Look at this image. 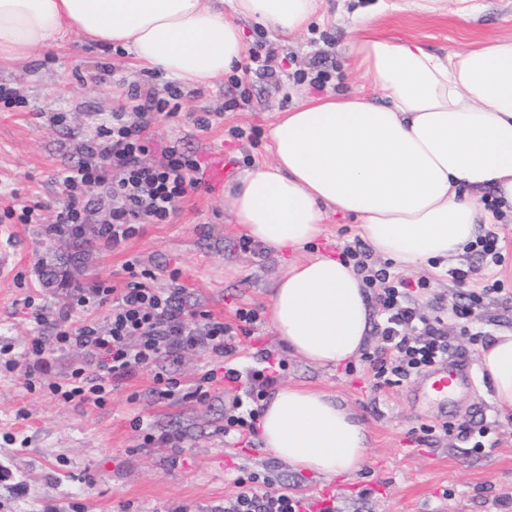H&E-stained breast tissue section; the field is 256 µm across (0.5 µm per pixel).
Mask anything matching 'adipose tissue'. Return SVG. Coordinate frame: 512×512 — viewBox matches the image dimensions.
<instances>
[{"label":"adipose tissue","instance_id":"ef3b65f1","mask_svg":"<svg viewBox=\"0 0 512 512\" xmlns=\"http://www.w3.org/2000/svg\"><path fill=\"white\" fill-rule=\"evenodd\" d=\"M318 0H0V60H23L75 35L128 48L144 66L185 85H210L245 51L240 18L302 30ZM373 95H305L276 120L273 160L244 172L223 202L251 239L270 250L316 240L329 213L359 220L373 253L417 268L452 260L480 225L512 214V39L438 54L362 34L346 46ZM491 189L494 208L477 194ZM270 320L304 360L337 365L358 356L370 330L362 279L314 256L274 284ZM491 399L512 412V331L478 354ZM262 440L295 470L328 477L364 462V423L327 393L278 388L264 402Z\"/></svg>","mask_w":512,"mask_h":512}]
</instances>
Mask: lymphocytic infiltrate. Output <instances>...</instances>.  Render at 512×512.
I'll list each match as a JSON object with an SVG mask.
<instances>
[{
    "label": "lymphocytic infiltrate",
    "instance_id": "f902f5d3",
    "mask_svg": "<svg viewBox=\"0 0 512 512\" xmlns=\"http://www.w3.org/2000/svg\"><path fill=\"white\" fill-rule=\"evenodd\" d=\"M178 86H170L167 97H159L134 86L126 97L130 111L117 110L101 118L82 146L84 161L66 169L62 182L69 200L56 216L55 229L80 234L91 210L85 199L90 186H103L112 203L100 226V236L112 249H120L138 235L141 225L168 223L176 201L195 194L202 186L199 160L168 147L161 163L151 159L152 142L147 129L172 100L180 98ZM372 251L362 241L345 245L339 257L361 275L382 317L379 344L364 353V378L372 389L400 385L450 356L447 320L467 321L475 305L490 294L500 293L504 284L490 280L454 303L448 317L427 318L420 314L417 300L427 294L425 278L395 269L393 263L373 264ZM128 282L116 290L108 281L94 287L75 289L57 332L61 348L77 349L83 363L71 369L62 381L49 383L53 396L64 402L78 401L105 406L114 390L146 368H154V393L158 398L178 395V384L157 363L190 348H201L229 358L240 350L242 338L252 337L260 321L255 308L241 307L228 323L208 312L194 313L183 306L182 290L165 291L152 285V270L137 258L124 264ZM109 305L104 322H72L71 316ZM260 368L248 370L243 397L233 400V412L224 417V434L235 443H248L257 436L261 409L259 400L276 385L284 362L268 349L257 352ZM236 493L225 500L224 512H299L300 496L285 490L261 488L245 478L235 480Z\"/></svg>",
    "mask_w": 512,
    "mask_h": 512
}]
</instances>
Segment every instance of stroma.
<instances>
[{
	"label": "stroma",
	"instance_id": "35a3bbf8",
	"mask_svg": "<svg viewBox=\"0 0 512 512\" xmlns=\"http://www.w3.org/2000/svg\"><path fill=\"white\" fill-rule=\"evenodd\" d=\"M359 7L366 33L430 51L453 53L490 38H512V0H442L428 13L414 10L409 0H321L307 27L293 36L244 19L245 46L265 43L278 78L253 79L239 88L223 77L208 87L184 88L176 115H158L149 129L155 152L175 146L202 161L220 146L238 175L270 161V128L278 114L300 93L316 92L309 82L295 81L296 70H327L333 93L367 88L366 77L343 51L352 36L351 14ZM107 65L112 74H104ZM62 73L68 80L64 87L57 82ZM173 82L168 74L138 66L130 53L76 36L61 48L0 63V85L18 96L13 106L0 104V211L17 204L43 206L37 224L0 220V245L14 248L13 265L0 278V360L38 340L46 349V378L61 379L82 360L79 352L56 347L72 292L92 278L125 288L123 264L129 257H139L155 272L156 287L181 284L189 309L230 323L236 308L266 309L276 279L291 263L311 255L338 256L358 239L357 220L336 213L309 248L277 253L257 245L247 251L244 230L223 208L221 194L204 189L178 201L169 223L143 225L121 251L107 247L94 224L85 225L78 239L53 232L56 214L68 201L59 175L82 161L79 147L96 119L123 106L131 86L162 97ZM59 113L63 122H54ZM207 115L213 124L200 130L195 120ZM234 126L255 128L257 143L233 139ZM501 233L505 260L490 273L503 280L506 293L483 299L468 333L456 322L448 324L454 355L472 364L494 333L512 330L511 221ZM445 270L433 261L421 271L433 293L418 303L426 317L470 290L448 279ZM36 309L42 321H34ZM243 345L228 361L232 365L247 368L255 347L269 349L285 361L282 384L333 394L362 417L369 444L358 472L330 478L295 471L263 441L250 447L227 444L224 414L234 395L223 379L210 381L205 374L211 369L220 374L228 362L203 349L187 350L165 365L189 394L180 402L153 395L150 368L114 390L102 408L62 403L43 389L28 388L23 369L0 370V512H224L240 475L271 479L275 487L304 498L337 487V512H512V416L497 409L484 379L441 406L412 400L407 382L370 391L357 375L361 359L320 367L289 354L266 318ZM133 394L138 400L132 404ZM137 417L143 418V429L134 428ZM482 418L497 421L499 444L468 453L458 429ZM423 424L437 426V433L425 443L412 442L413 431ZM444 424L450 427L445 434ZM148 426L159 435L150 445L143 440ZM364 488L369 496H361Z\"/></svg>",
	"mask_w": 512,
	"mask_h": 512
}]
</instances>
